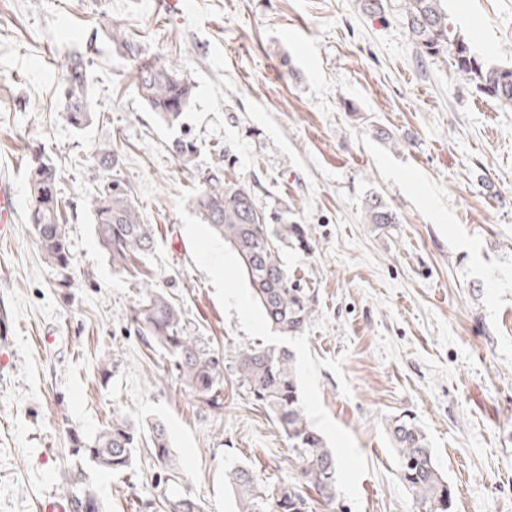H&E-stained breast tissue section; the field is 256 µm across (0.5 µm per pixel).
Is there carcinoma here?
Returning <instances> with one entry per match:
<instances>
[{"label": "carcinoma", "mask_w": 512, "mask_h": 512, "mask_svg": "<svg viewBox=\"0 0 512 512\" xmlns=\"http://www.w3.org/2000/svg\"><path fill=\"white\" fill-rule=\"evenodd\" d=\"M443 0H404L406 28L420 55L431 59H453L461 79L470 81L485 96L512 106V67H488L462 40L451 37L448 12ZM109 41L124 49L135 62V88L159 120L170 127L181 124L192 97V86L178 71L143 57L124 28L111 21L105 27ZM90 61L78 59L68 65L60 86L65 101V119L76 130L96 118L87 94ZM95 157L111 181L104 189L86 197L99 244L113 268L133 276L139 274L134 260L148 255L155 246L152 225L144 223L139 206L121 182L120 159L112 144H101ZM30 203L27 221L36 247L58 275L62 287L72 263L63 213L66 203L59 192V173L52 160L37 156L27 167ZM204 223L224 237L235 253L253 298L264 320L279 332L295 336L312 317L314 295L291 279L282 260L285 248L311 249L305 224H290L288 216L266 213L255 205L250 189L236 180L224 179L218 171L204 177L192 198ZM364 220L384 229L399 222L397 214L377 194L365 198ZM132 319L146 343L172 357L181 381L215 412L224 410V375L220 357L186 335L181 308L158 290L143 294ZM239 386L263 405L298 452V479L266 486L246 466L224 473V484L234 497L237 512H308L305 489L317 492L325 505L336 502L339 463L321 434L309 420L300 397L294 353L284 346L255 345L230 355ZM396 451L398 477L410 491L417 512H450L453 490L440 471L428 438L417 423L404 418L390 425ZM153 456L170 481L180 474L181 459L174 453L165 425L149 424ZM141 434L135 424L119 416L94 437L73 439L74 451L93 464L113 472L132 465L133 449ZM68 512H84L82 504L98 512L95 496L81 488L77 477L70 481Z\"/></svg>", "instance_id": "1"}]
</instances>
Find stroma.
I'll use <instances>...</instances> for the list:
<instances>
[{
	"mask_svg": "<svg viewBox=\"0 0 512 512\" xmlns=\"http://www.w3.org/2000/svg\"><path fill=\"white\" fill-rule=\"evenodd\" d=\"M0 0V177L18 196L0 239V314L14 322L0 370V512L66 500L82 471L99 512H141L182 496L236 512L224 472L252 468L266 485L294 481L298 459L272 414L224 370V410L184 386L168 355L132 320L143 284L185 311L188 335L216 353L279 344L296 355L312 424L339 461L334 505L310 512H417L397 476L389 425L422 427L453 489L451 512H512V108L421 57L402 0ZM122 25L146 56L193 88L174 127L148 112L129 54L103 37ZM448 27L488 65L512 67V0H448ZM87 93L97 114L78 131L59 84L89 38ZM193 141L182 163L173 140ZM112 144L121 176L157 239L113 269L85 203L107 174L94 148ZM50 155L67 203L72 285L58 287L25 220L32 154ZM248 186L258 209L284 207L312 252L285 250L316 296L302 335L270 328L232 249L208 262L209 226L191 205L213 169ZM379 194L398 214L364 223ZM120 415L167 427L182 466L161 481L147 447L131 469L78 465L73 437Z\"/></svg>",
	"mask_w": 512,
	"mask_h": 512,
	"instance_id": "1",
	"label": "stroma"
}]
</instances>
